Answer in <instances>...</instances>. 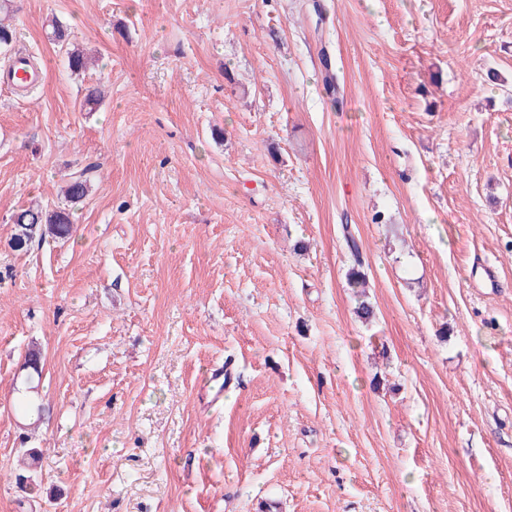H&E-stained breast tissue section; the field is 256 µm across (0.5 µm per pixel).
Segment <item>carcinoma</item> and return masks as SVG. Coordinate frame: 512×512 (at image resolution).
Returning a JSON list of instances; mask_svg holds the SVG:
<instances>
[{"label": "carcinoma", "mask_w": 512, "mask_h": 512, "mask_svg": "<svg viewBox=\"0 0 512 512\" xmlns=\"http://www.w3.org/2000/svg\"><path fill=\"white\" fill-rule=\"evenodd\" d=\"M50 35L64 51L67 67L71 72L76 74L86 69L88 59L84 51L70 41L67 28L54 20L51 23ZM94 169L95 166L89 165L82 170L80 175L72 177L66 182L64 199L67 206L50 210L36 205L16 213L12 217L14 233L8 242L9 247L15 252L26 253L35 241L42 240L47 234L59 238L71 235L73 231L71 209L86 198L92 186L91 176ZM38 456L39 453L34 448H28L22 452V467L20 472L15 474V481L24 489L33 480Z\"/></svg>", "instance_id": "carcinoma-1"}]
</instances>
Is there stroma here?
Listing matches in <instances>:
<instances>
[{"label": "stroma", "mask_w": 512, "mask_h": 512, "mask_svg": "<svg viewBox=\"0 0 512 512\" xmlns=\"http://www.w3.org/2000/svg\"><path fill=\"white\" fill-rule=\"evenodd\" d=\"M16 4L0 512H512V0ZM89 164L72 235L13 252ZM50 35L53 41L60 46V50L64 51L67 67L72 73L76 74L86 69L88 59L84 51L70 41L67 28L56 19L51 23Z\"/></svg>", "instance_id": "stroma-1"}]
</instances>
